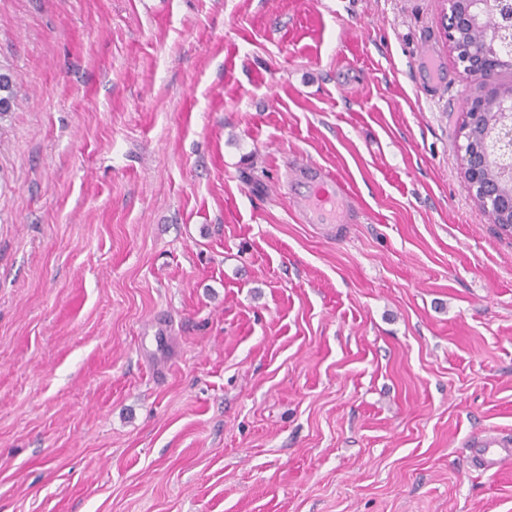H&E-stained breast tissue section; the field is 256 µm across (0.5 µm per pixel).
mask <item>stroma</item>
<instances>
[{"label": "stroma", "mask_w": 512, "mask_h": 512, "mask_svg": "<svg viewBox=\"0 0 512 512\" xmlns=\"http://www.w3.org/2000/svg\"><path fill=\"white\" fill-rule=\"evenodd\" d=\"M443 11L0 0V512H512L468 445L512 434V236ZM302 158L363 223L297 222ZM417 55L419 64H423L428 73L423 75L420 91L426 97H433L446 86L445 78L441 73V65L436 59L431 45L422 47ZM15 95L11 69L8 66L0 65V117L12 111Z\"/></svg>", "instance_id": "1"}]
</instances>
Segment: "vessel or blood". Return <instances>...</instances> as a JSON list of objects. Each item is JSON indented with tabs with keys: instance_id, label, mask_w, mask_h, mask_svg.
Segmentation results:
<instances>
[{
	"instance_id": "obj_1",
	"label": "vessel or blood",
	"mask_w": 512,
	"mask_h": 512,
	"mask_svg": "<svg viewBox=\"0 0 512 512\" xmlns=\"http://www.w3.org/2000/svg\"><path fill=\"white\" fill-rule=\"evenodd\" d=\"M418 61L426 69L420 90L425 96H435L445 88L446 81L431 46L419 50ZM286 180L294 191L293 205L300 223L353 224L363 212L362 201L350 182L316 162L290 164ZM471 446L487 471L512 459V435L480 434Z\"/></svg>"
}]
</instances>
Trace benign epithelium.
Masks as SVG:
<instances>
[{"label":"benign epithelium","mask_w":512,"mask_h":512,"mask_svg":"<svg viewBox=\"0 0 512 512\" xmlns=\"http://www.w3.org/2000/svg\"><path fill=\"white\" fill-rule=\"evenodd\" d=\"M448 4L444 13V31L451 49L458 53L459 36L467 29L486 26L488 9L494 11V26L488 29L487 40L498 46L512 50V0H445ZM497 58L478 55L459 60L467 79L477 86L478 92L465 99L466 127L477 125L480 116L486 112L489 99L500 101L498 113L501 118L493 126H488L485 139L494 143L496 154L487 148L477 149L470 145L462 146L461 173L474 199L482 206L494 202L497 207L512 213V189L504 187L502 181L490 176V157L497 161H507L503 170L506 177L512 176V95L502 96L487 79L488 72Z\"/></svg>","instance_id":"benign-epithelium-1"}]
</instances>
